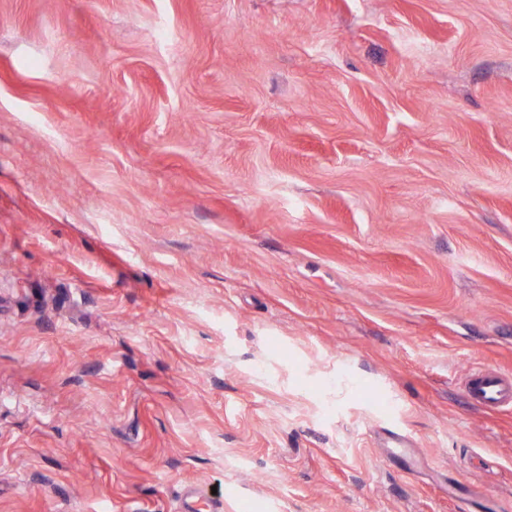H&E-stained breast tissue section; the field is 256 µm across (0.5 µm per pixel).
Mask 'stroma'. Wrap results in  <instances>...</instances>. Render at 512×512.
<instances>
[{"instance_id": "stroma-1", "label": "stroma", "mask_w": 512, "mask_h": 512, "mask_svg": "<svg viewBox=\"0 0 512 512\" xmlns=\"http://www.w3.org/2000/svg\"><path fill=\"white\" fill-rule=\"evenodd\" d=\"M482 368L512 0H0V512H512Z\"/></svg>"}]
</instances>
